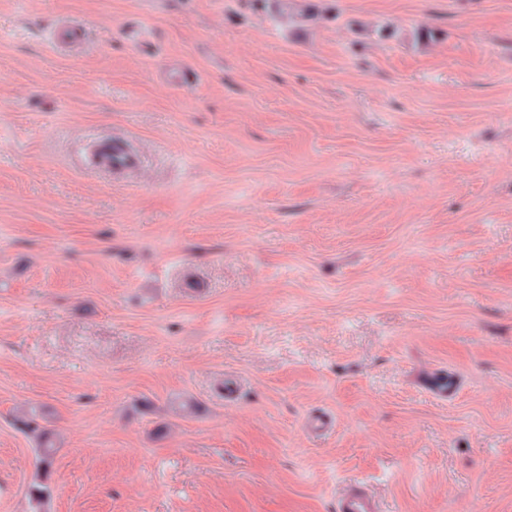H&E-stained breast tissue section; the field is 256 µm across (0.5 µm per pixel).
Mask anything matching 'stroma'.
Wrapping results in <instances>:
<instances>
[{
    "label": "stroma",
    "instance_id": "obj_1",
    "mask_svg": "<svg viewBox=\"0 0 512 512\" xmlns=\"http://www.w3.org/2000/svg\"><path fill=\"white\" fill-rule=\"evenodd\" d=\"M287 5L0 0V512H512V0ZM88 164L102 171H128L141 164V157L123 141L101 137L93 142ZM37 410L32 408L28 413V418H21L19 421L25 427L29 428L30 433L35 437L38 441V448H35V451L39 457L41 471L38 473L37 482L31 488L30 498L34 511L32 512H42V508L46 502L49 501L51 497V488L48 483L49 479V468L52 464L53 459V448L48 444L47 437L41 433L38 429V424L36 422ZM336 512H381L378 504L361 482L347 483L336 499Z\"/></svg>",
    "mask_w": 512,
    "mask_h": 512
}]
</instances>
